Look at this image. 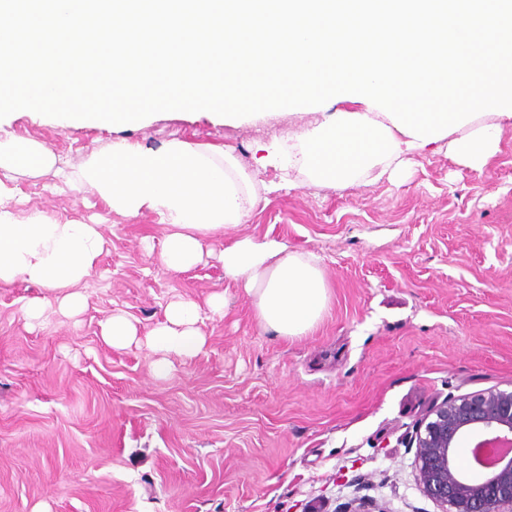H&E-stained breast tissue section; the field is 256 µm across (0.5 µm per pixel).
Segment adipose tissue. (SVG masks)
Returning <instances> with one entry per match:
<instances>
[{"label":"adipose tissue","instance_id":"ef3b65f1","mask_svg":"<svg viewBox=\"0 0 512 512\" xmlns=\"http://www.w3.org/2000/svg\"><path fill=\"white\" fill-rule=\"evenodd\" d=\"M54 162L36 143L0 141V173L37 175ZM64 178L76 190L97 191L118 213H157L165 231L160 264L172 272L196 266L205 240L246 223L259 201L252 176L231 150L215 154L181 141L157 150L116 142L111 151L92 156ZM12 198V188L0 180V284L21 278L45 287L46 297L26 309L29 321L39 320L50 305L63 315H78L85 303L80 287L105 246L100 225L58 223L36 215L21 222L5 208ZM219 259L225 278L243 288L261 332L284 339L304 336L329 311L331 287L315 255L246 236L225 244ZM225 305L220 293L204 307L188 298L171 302L164 321L143 335L128 317L115 314L103 324L102 338L115 348H146L155 357V373L162 374L172 357L190 359L203 352V315L223 313Z\"/></svg>","mask_w":512,"mask_h":512}]
</instances>
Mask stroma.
<instances>
[{
    "mask_svg": "<svg viewBox=\"0 0 512 512\" xmlns=\"http://www.w3.org/2000/svg\"><path fill=\"white\" fill-rule=\"evenodd\" d=\"M327 102L244 124L209 111L162 112L129 126H58L31 110L0 138L41 143L72 167L126 139L232 148L260 202L236 237L318 254L330 309L308 335L261 333L244 291L213 256L185 272L159 264L160 218L127 217L97 193L60 192L53 171L18 175L12 212L100 225L107 249L72 319L41 286H0V512H439L421 491L409 439L451 395L512 387V123L475 170L426 150L393 179L339 191L261 165ZM228 304L205 319L204 351L155 377L142 347L115 348L103 323L124 313L146 333L180 297Z\"/></svg>",
    "mask_w": 512,
    "mask_h": 512,
    "instance_id": "stroma-1",
    "label": "stroma"
}]
</instances>
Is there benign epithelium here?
<instances>
[{
  "instance_id": "obj_1",
  "label": "benign epithelium",
  "mask_w": 512,
  "mask_h": 512,
  "mask_svg": "<svg viewBox=\"0 0 512 512\" xmlns=\"http://www.w3.org/2000/svg\"><path fill=\"white\" fill-rule=\"evenodd\" d=\"M466 435L477 448L508 442L509 451L482 463L478 476L462 471L455 448ZM415 468L423 493L441 512H512V389L450 396L415 428Z\"/></svg>"
}]
</instances>
